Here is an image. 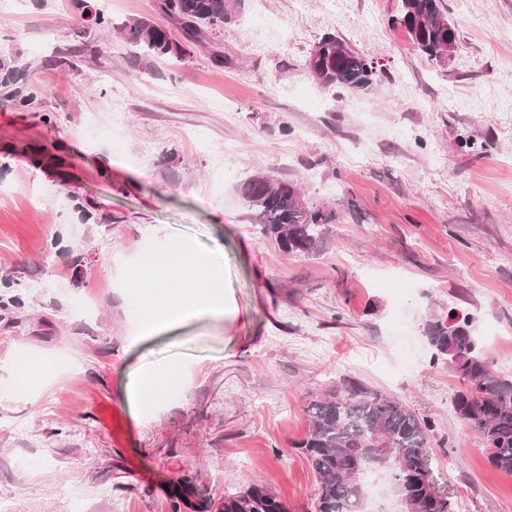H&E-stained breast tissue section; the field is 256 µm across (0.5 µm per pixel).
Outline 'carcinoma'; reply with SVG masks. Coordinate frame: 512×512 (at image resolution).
<instances>
[{
    "mask_svg": "<svg viewBox=\"0 0 512 512\" xmlns=\"http://www.w3.org/2000/svg\"><path fill=\"white\" fill-rule=\"evenodd\" d=\"M161 8L179 26L184 39L198 43L206 32L231 18L230 0H162ZM83 20L100 31L119 32L132 48L151 58L182 61L188 51L172 34L147 18L120 26L102 9L83 12ZM400 23L416 48L441 66L452 61L458 32L441 9V0H402ZM308 59L312 77L324 88L365 90L374 82L375 66L364 54L333 35ZM16 69L0 63V89L25 111L42 96L40 86L20 85ZM262 234L288 253L311 254L323 240V229L336 223V211L306 200L301 188L270 175L252 176L238 186ZM470 316H435L425 328L431 362L467 383L453 396L462 424L479 433L489 464L512 475V376L491 368ZM309 429L295 444L316 478L308 512H358L368 470L390 477V493L399 512H454L451 496L428 490L425 482L434 423L398 397L342 382L316 395L309 404ZM173 512H212L210 498L198 493L196 479L178 481ZM219 512H286L285 504L265 486L251 484L224 496Z\"/></svg>",
    "mask_w": 512,
    "mask_h": 512,
    "instance_id": "carcinoma-1",
    "label": "carcinoma"
}]
</instances>
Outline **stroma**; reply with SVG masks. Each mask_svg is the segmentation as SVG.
Wrapping results in <instances>:
<instances>
[{
    "label": "stroma",
    "mask_w": 512,
    "mask_h": 512,
    "mask_svg": "<svg viewBox=\"0 0 512 512\" xmlns=\"http://www.w3.org/2000/svg\"><path fill=\"white\" fill-rule=\"evenodd\" d=\"M86 1L172 25L162 0L0 13V59L48 90L26 112L0 97V512H171L186 476L216 503L257 483L306 512L295 444L342 377L434 420L455 512H512V475L456 417L461 383L424 337L432 315L473 314L512 375V0H443L460 36L444 68L401 0H233L176 66L82 26ZM328 33L375 61L372 87L311 76ZM259 172L335 209L317 251L260 234L236 191ZM166 240L222 247L226 312L146 336L116 290ZM173 365L180 383L134 413L129 386Z\"/></svg>",
    "instance_id": "stroma-1"
}]
</instances>
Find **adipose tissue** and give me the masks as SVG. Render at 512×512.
Masks as SVG:
<instances>
[{
    "mask_svg": "<svg viewBox=\"0 0 512 512\" xmlns=\"http://www.w3.org/2000/svg\"><path fill=\"white\" fill-rule=\"evenodd\" d=\"M223 263L221 249L199 254L170 242L126 274L121 293L141 311L148 332L202 315L220 318L224 315Z\"/></svg>",
    "mask_w": 512,
    "mask_h": 512,
    "instance_id": "1",
    "label": "adipose tissue"
}]
</instances>
